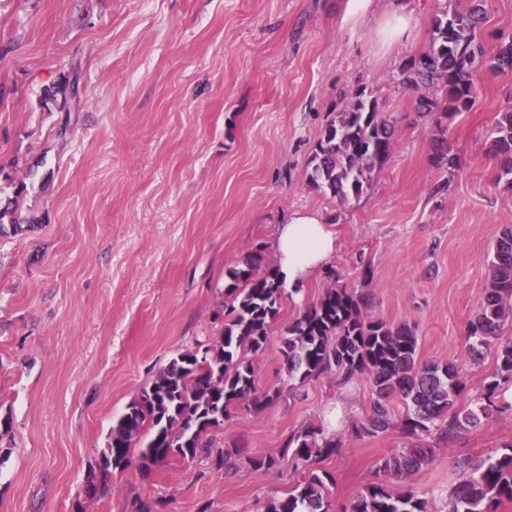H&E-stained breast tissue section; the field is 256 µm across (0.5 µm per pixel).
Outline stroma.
<instances>
[{"mask_svg": "<svg viewBox=\"0 0 512 512\" xmlns=\"http://www.w3.org/2000/svg\"><path fill=\"white\" fill-rule=\"evenodd\" d=\"M345 0H0V207L25 182L26 232L0 235V512H263L301 475L282 450L312 425L342 452L319 462L348 512L400 449L398 428L353 431L369 404L361 380L329 377L288 394L272 333L254 357L260 389L283 393L226 422L219 447L279 464L217 467L200 453L151 471L114 472L111 495L79 500L84 475L138 390L178 353L219 339L228 271L297 210L338 233L331 266L369 311L416 331L424 360L460 371L462 410L496 366L472 363L467 327L483 297L492 246L512 224L488 136L512 106V71L483 72L473 106L439 134L397 75L426 50L432 20L468 0H375L343 23ZM412 26L385 44L393 10ZM77 74L80 102L46 107L42 90ZM374 96L396 149L359 197L341 203L307 184L308 158L345 95ZM69 122L66 138L57 129ZM445 137L454 165L436 164ZM351 410L336 421L337 403ZM512 443V411L441 443L410 481L430 512L468 459Z\"/></svg>", "mask_w": 512, "mask_h": 512, "instance_id": "stroma-1", "label": "stroma"}]
</instances>
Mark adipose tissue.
Returning <instances> with one entry per match:
<instances>
[{
  "mask_svg": "<svg viewBox=\"0 0 512 512\" xmlns=\"http://www.w3.org/2000/svg\"><path fill=\"white\" fill-rule=\"evenodd\" d=\"M338 249L335 231L319 213L293 212L272 241L279 280L291 291L302 287L327 268Z\"/></svg>",
  "mask_w": 512,
  "mask_h": 512,
  "instance_id": "1",
  "label": "adipose tissue"
}]
</instances>
